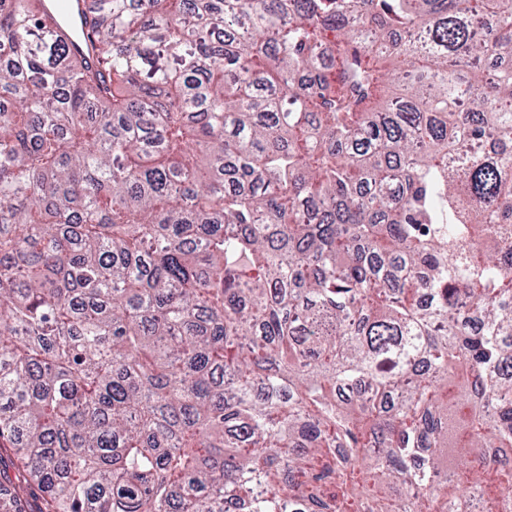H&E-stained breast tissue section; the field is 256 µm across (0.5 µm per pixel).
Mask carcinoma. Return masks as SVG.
Listing matches in <instances>:
<instances>
[{"label":"carcinoma","instance_id":"carcinoma-1","mask_svg":"<svg viewBox=\"0 0 512 512\" xmlns=\"http://www.w3.org/2000/svg\"><path fill=\"white\" fill-rule=\"evenodd\" d=\"M58 22L0 0V512H512V0Z\"/></svg>","mask_w":512,"mask_h":512}]
</instances>
